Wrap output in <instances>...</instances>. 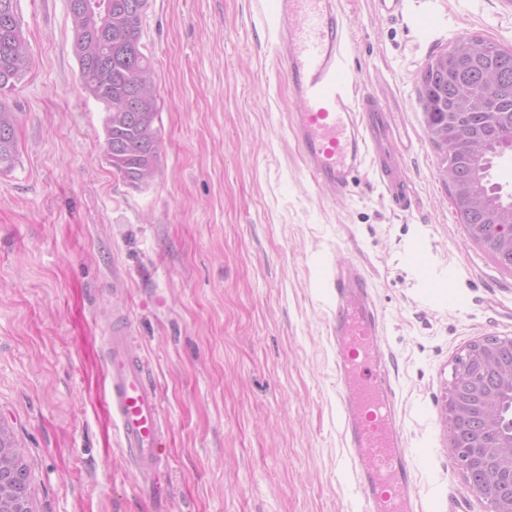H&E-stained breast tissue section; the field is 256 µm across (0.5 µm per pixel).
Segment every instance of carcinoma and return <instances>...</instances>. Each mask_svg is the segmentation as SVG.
<instances>
[{
    "mask_svg": "<svg viewBox=\"0 0 512 512\" xmlns=\"http://www.w3.org/2000/svg\"><path fill=\"white\" fill-rule=\"evenodd\" d=\"M133 0H67L74 30V51L79 63L84 89L104 104L106 154L112 167L132 186L151 181L157 171L160 139L156 126L158 101H146L138 112L125 111V101L132 95L131 85H154L151 59L141 43L143 12L130 9ZM18 0H0V19L10 26L0 27V173L11 170L17 158L16 130L19 113L8 102L29 63V47L23 36L17 11ZM482 56L488 69H507L511 84L502 87L480 83L476 92L490 101L488 115L478 118L468 112L449 114L447 77L429 75L422 79L420 98L427 103V130L439 150L443 143L435 138L436 130L453 122L460 135L490 142L512 139V59L501 56L498 47L479 38ZM447 164L466 174L473 172L488 180L493 163L474 167V159L444 156ZM0 457L13 476L14 489L27 491L28 472L24 454L13 433L0 429Z\"/></svg>",
    "mask_w": 512,
    "mask_h": 512,
    "instance_id": "1",
    "label": "carcinoma"
}]
</instances>
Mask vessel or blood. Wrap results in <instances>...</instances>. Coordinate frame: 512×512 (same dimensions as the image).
<instances>
[{
  "instance_id": "vessel-or-blood-1",
  "label": "vessel or blood",
  "mask_w": 512,
  "mask_h": 512,
  "mask_svg": "<svg viewBox=\"0 0 512 512\" xmlns=\"http://www.w3.org/2000/svg\"><path fill=\"white\" fill-rule=\"evenodd\" d=\"M262 15L299 103L290 130L310 180L344 194L368 169L393 209L408 211L391 114L378 97L359 93L347 73L339 0H263ZM368 297L359 266L330 270L326 301L334 316L341 436L363 512H418L395 392L382 362L380 323ZM104 348L108 409L136 476L153 481L164 460L165 420L123 318L114 319Z\"/></svg>"
}]
</instances>
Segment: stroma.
<instances>
[{"label": "stroma", "instance_id": "obj_1", "mask_svg": "<svg viewBox=\"0 0 512 512\" xmlns=\"http://www.w3.org/2000/svg\"><path fill=\"white\" fill-rule=\"evenodd\" d=\"M357 89L396 114L411 212L371 171L332 197L308 178L297 103L257 0H147L164 149L134 187L105 152L67 0H18L30 66L0 173V423L34 512H362L338 423L322 261L369 278L422 512H486L448 441L452 368L512 336V269L458 221L419 100L429 59L478 35L512 48V0H342ZM131 325L168 430L142 484L103 401V340Z\"/></svg>", "mask_w": 512, "mask_h": 512}]
</instances>
